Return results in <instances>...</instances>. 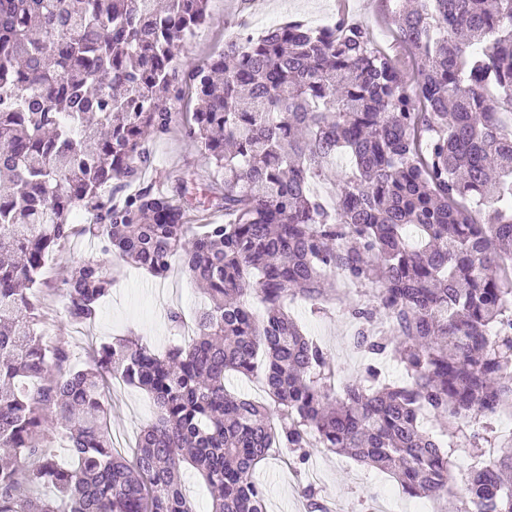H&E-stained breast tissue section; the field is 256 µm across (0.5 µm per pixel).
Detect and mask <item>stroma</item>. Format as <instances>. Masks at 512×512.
Wrapping results in <instances>:
<instances>
[{"label": "stroma", "mask_w": 512, "mask_h": 512, "mask_svg": "<svg viewBox=\"0 0 512 512\" xmlns=\"http://www.w3.org/2000/svg\"><path fill=\"white\" fill-rule=\"evenodd\" d=\"M339 2L209 0V17L180 43L176 66L182 70L190 63L204 64L222 50L229 38L240 34L256 36L272 24L293 17L310 23L332 16ZM347 2L348 13L369 29L378 44L398 57L407 80H415L419 61L392 31V0ZM144 147L151 164L142 175L140 188L164 190L193 204L205 203L215 219H223L221 195L208 188L210 166L204 155L183 137L179 125L148 138ZM91 222L89 214L75 213V233L49 261L42 282L34 290L49 315L45 334L65 336L73 361L78 365L89 361L100 341L120 336L141 337L158 351L182 342L185 332L171 326L167 311L180 310L186 325L193 324L205 298L188 273L179 267L162 280L141 270L124 269L110 295L100 302L95 319L86 323L68 322L58 294L70 267L99 252L97 241L84 231ZM289 310L306 333L333 357L344 378L363 374L367 359L352 344L357 325L338 303H323L316 311L309 302L298 299L290 303ZM110 404L108 428L113 445L131 453L140 429L154 417L153 402L146 392L114 381L110 384ZM256 476L266 486L267 512H308V502L312 499L323 507H336L337 512H408L412 503L389 475L323 448L311 449L308 462L297 468L287 465L284 451L271 449ZM308 488L314 490L313 498L305 497Z\"/></svg>", "instance_id": "obj_1"}]
</instances>
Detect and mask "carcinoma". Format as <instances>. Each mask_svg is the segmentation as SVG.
Masks as SVG:
<instances>
[{
  "mask_svg": "<svg viewBox=\"0 0 512 512\" xmlns=\"http://www.w3.org/2000/svg\"><path fill=\"white\" fill-rule=\"evenodd\" d=\"M208 0H0V512H266L255 480L269 449L300 463L326 448L448 497V451L512 408V0H418L393 24L419 59L409 82L364 25L290 19L188 67L199 100L182 130L208 160L222 223L168 193L125 194L183 98L178 44ZM351 167L329 203L312 190L336 157ZM490 211L473 222L462 200ZM113 253L64 281L71 322L95 318L121 268L166 278L173 260L207 299L192 338L159 352L102 343L83 368L46 337L32 286L74 231ZM373 286L340 298L336 279ZM340 299L376 364L336 394L327 350L285 311L290 296ZM262 303L259 320L253 301ZM262 365L267 403L227 390ZM147 392L154 420L126 461L108 436L107 377ZM61 437L70 465L48 448ZM50 485L53 496L37 490ZM477 512H512V446L467 474ZM182 480L185 491L198 512H209L211 507V496L202 478L192 469L183 471Z\"/></svg>",
  "mask_w": 512,
  "mask_h": 512,
  "instance_id": "carcinoma-1",
  "label": "carcinoma"
}]
</instances>
